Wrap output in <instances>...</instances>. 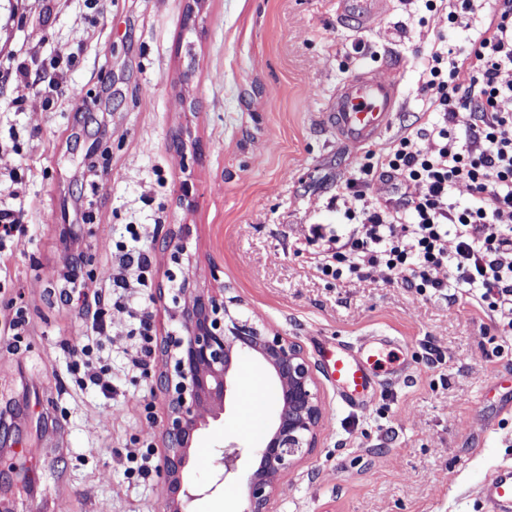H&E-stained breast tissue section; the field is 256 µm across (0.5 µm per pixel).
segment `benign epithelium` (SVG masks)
I'll list each match as a JSON object with an SVG mask.
<instances>
[{
    "label": "benign epithelium",
    "instance_id": "1",
    "mask_svg": "<svg viewBox=\"0 0 512 512\" xmlns=\"http://www.w3.org/2000/svg\"><path fill=\"white\" fill-rule=\"evenodd\" d=\"M173 320L178 328L165 336L160 352L168 371L164 379L166 419L162 431L166 512H187L199 497L190 482V451L209 421L218 416L234 391L235 362L244 355L260 358L270 369L278 406L252 454L259 460L246 482L244 512H271L282 476L315 446L323 418L318 383L301 347L289 337L237 317L239 300L222 288H196L183 280L173 289Z\"/></svg>",
    "mask_w": 512,
    "mask_h": 512
}]
</instances>
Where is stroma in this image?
I'll use <instances>...</instances> for the list:
<instances>
[{
  "mask_svg": "<svg viewBox=\"0 0 512 512\" xmlns=\"http://www.w3.org/2000/svg\"><path fill=\"white\" fill-rule=\"evenodd\" d=\"M0 0V203L25 231L0 265V512H163L161 471L128 478L134 440L162 455L165 362L133 368L139 323L174 329L172 278L224 285L242 317L297 342L318 379L324 419L315 448L282 478L271 512H490L483 488L512 469V332L473 305L421 296L383 269L339 283L317 270L312 225L345 233L336 186L363 163L325 114L352 75L381 69L401 99L375 148L417 122L436 89L420 60L441 42L464 44L479 15L448 26L425 0H388L372 29L339 18L337 0ZM26 61L29 84L8 75ZM63 78L48 99L39 82ZM22 178L10 196L11 172ZM140 227L147 286L90 331L84 299L107 295L116 241ZM192 266L172 262L178 247ZM78 260L82 297L67 301ZM19 319L18 332L5 321ZM107 365L111 393L77 383L85 357ZM355 348L396 337L404 377L381 375L368 408L341 403L317 337ZM275 404L266 381L257 414L231 400L210 421L190 473L211 493L188 512H243L249 453ZM244 453L217 485L224 446Z\"/></svg>",
  "mask_w": 512,
  "mask_h": 512,
  "instance_id": "obj_1",
  "label": "stroma"
}]
</instances>
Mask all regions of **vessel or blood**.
Here are the masks:
<instances>
[{"instance_id":"1","label":"vessel or blood","mask_w":512,"mask_h":512,"mask_svg":"<svg viewBox=\"0 0 512 512\" xmlns=\"http://www.w3.org/2000/svg\"><path fill=\"white\" fill-rule=\"evenodd\" d=\"M345 18L359 24L380 21L386 0H341ZM400 97L398 82L381 78L369 69L348 80L337 92L326 114L337 137L354 144L375 141L393 121ZM320 351L331 363V379L347 405L366 403L369 383L378 372L390 370L399 359V347L386 340L364 343L358 351L321 342Z\"/></svg>"}]
</instances>
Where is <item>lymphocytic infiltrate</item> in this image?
Segmentation results:
<instances>
[{"mask_svg":"<svg viewBox=\"0 0 512 512\" xmlns=\"http://www.w3.org/2000/svg\"><path fill=\"white\" fill-rule=\"evenodd\" d=\"M429 10L448 12L449 26L481 13L475 39L464 46L443 45L421 63L426 85L437 87L422 114L423 127H410L389 147L366 150L365 162L338 187L344 216L357 225L345 242L318 252L324 276L343 282L368 277L383 268L390 280L417 294H447L451 305L470 303L499 313L512 328V227L499 222L512 213V113L502 99L512 98V0H426ZM470 122L457 132L460 111ZM431 135L434 151L419 140ZM385 181L390 195L375 207L365 203L372 180ZM469 191L467 204L454 198L457 185ZM127 240L116 247L121 262L110 277L113 288L145 285L149 261L140 251L137 225L126 227ZM457 241L447 249L448 238ZM447 267L441 281L431 272Z\"/></svg>","mask_w":512,"mask_h":512,"instance_id":"f902f5d3","label":"lymphocytic infiltrate"}]
</instances>
